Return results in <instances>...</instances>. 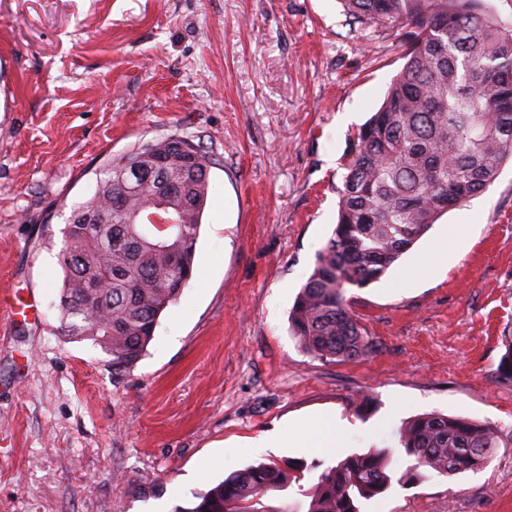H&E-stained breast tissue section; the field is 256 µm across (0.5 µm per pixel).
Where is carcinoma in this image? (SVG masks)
Listing matches in <instances>:
<instances>
[{
	"label": "carcinoma",
	"mask_w": 512,
	"mask_h": 512,
	"mask_svg": "<svg viewBox=\"0 0 512 512\" xmlns=\"http://www.w3.org/2000/svg\"><path fill=\"white\" fill-rule=\"evenodd\" d=\"M343 2L362 25L401 28L404 63L349 146L336 225L290 313L299 346L329 360L372 352L347 289L378 282L512 159V32L503 30L489 0ZM153 155L172 157L164 173L151 171ZM212 164L183 136L157 138L105 165L93 196L72 207L62 231L61 330L100 347L115 377L139 361L160 315L191 279ZM164 214L175 224L159 237L150 225ZM398 439L412 458L399 480L419 481L486 467L500 431L433 412L406 419ZM303 469L250 465L175 512H256L253 503L299 482ZM393 476L390 450L352 454L318 475L306 512H360Z\"/></svg>",
	"instance_id": "obj_1"
}]
</instances>
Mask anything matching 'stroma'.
Segmentation results:
<instances>
[{
	"label": "stroma",
	"mask_w": 512,
	"mask_h": 512,
	"mask_svg": "<svg viewBox=\"0 0 512 512\" xmlns=\"http://www.w3.org/2000/svg\"><path fill=\"white\" fill-rule=\"evenodd\" d=\"M400 35L360 30L341 0H0V512H175L258 462L308 464L258 504L304 512L339 460L305 419L347 421L349 452L390 449L401 472L402 421L433 411L497 425L490 464L361 512H512V161L348 290L371 356L327 362L289 332ZM171 133L215 160L195 270L116 377L60 329L62 231L113 157ZM454 237L446 270L416 267ZM260 435L268 448H241Z\"/></svg>",
	"instance_id": "35a3bbf8"
}]
</instances>
